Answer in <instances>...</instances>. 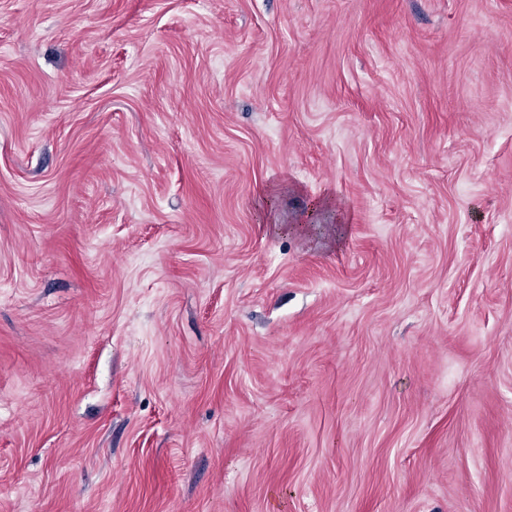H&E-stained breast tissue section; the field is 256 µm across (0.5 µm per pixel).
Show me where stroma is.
Here are the masks:
<instances>
[{
	"label": "stroma",
	"mask_w": 512,
	"mask_h": 512,
	"mask_svg": "<svg viewBox=\"0 0 512 512\" xmlns=\"http://www.w3.org/2000/svg\"><path fill=\"white\" fill-rule=\"evenodd\" d=\"M0 512H512V0H0Z\"/></svg>",
	"instance_id": "obj_1"
}]
</instances>
